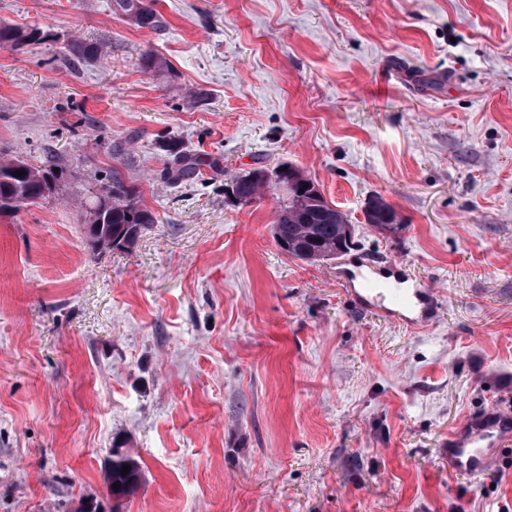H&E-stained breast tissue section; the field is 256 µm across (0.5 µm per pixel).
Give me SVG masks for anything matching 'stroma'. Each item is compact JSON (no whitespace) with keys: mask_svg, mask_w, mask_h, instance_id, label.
Masks as SVG:
<instances>
[{"mask_svg":"<svg viewBox=\"0 0 512 512\" xmlns=\"http://www.w3.org/2000/svg\"><path fill=\"white\" fill-rule=\"evenodd\" d=\"M159 9L156 32L110 0H0L43 33L0 48V151L63 173L0 217V512H512V448L474 479L445 446L512 411V0ZM171 137L199 178L160 180ZM284 165L347 216L346 255L276 244ZM114 171L158 222L101 251L84 203ZM374 196L395 224L366 223ZM370 260L434 293L430 326L363 305ZM114 448L143 473L118 501ZM233 193L235 197H248L256 199L261 190L267 184L266 174L263 169L256 168L245 175H239L232 179Z\"/></svg>","mask_w":512,"mask_h":512,"instance_id":"1","label":"stroma"}]
</instances>
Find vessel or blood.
I'll return each instance as SVG.
<instances>
[{
  "instance_id": "1",
  "label": "vessel or blood",
  "mask_w": 512,
  "mask_h": 512,
  "mask_svg": "<svg viewBox=\"0 0 512 512\" xmlns=\"http://www.w3.org/2000/svg\"><path fill=\"white\" fill-rule=\"evenodd\" d=\"M393 284L371 288L367 303L382 315L401 316L404 324L419 326L430 318L422 289L402 287L401 271H393ZM512 446V415L489 409L469 415L448 434V466L473 476L483 474L502 449Z\"/></svg>"
}]
</instances>
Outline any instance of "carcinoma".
I'll return each mask as SVG.
<instances>
[{
	"instance_id": "obj_1",
	"label": "carcinoma",
	"mask_w": 512,
	"mask_h": 512,
	"mask_svg": "<svg viewBox=\"0 0 512 512\" xmlns=\"http://www.w3.org/2000/svg\"><path fill=\"white\" fill-rule=\"evenodd\" d=\"M158 0H111L112 12L134 20L138 26L159 31L165 26L157 10ZM41 39L37 29L24 30L0 25V48L17 47ZM72 60L86 62L98 56L96 45L74 39L68 45ZM169 160L160 174L168 184L193 180L201 174L198 155L181 147L175 139L166 144ZM17 170L20 177L13 176ZM298 192L288 194L286 202L275 212L274 239L289 255L307 262L331 260L352 249V238L345 235L344 214L327 202L319 186L304 174H299ZM235 197L256 199L267 184L263 169L256 168L232 179ZM58 172L35 165L22 158H9L0 153V200L12 199L16 209L39 201L57 190ZM89 235L104 248H125L143 231L157 223L153 211L141 198V192L126 184L121 175L111 178L86 202ZM131 469L122 475L123 465ZM120 488H114L115 483ZM142 482L139 462L120 448L112 449V472L108 489L120 499L134 493Z\"/></svg>"
}]
</instances>
